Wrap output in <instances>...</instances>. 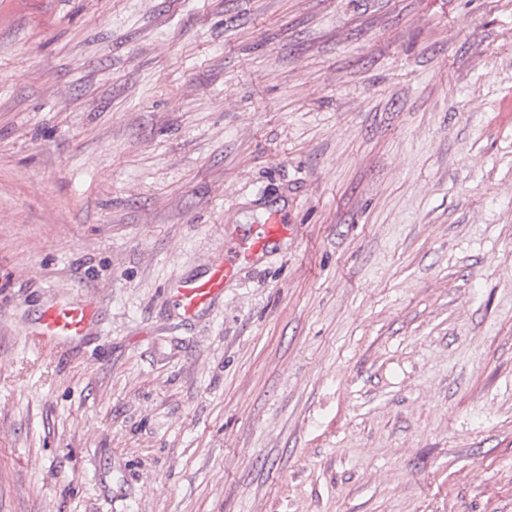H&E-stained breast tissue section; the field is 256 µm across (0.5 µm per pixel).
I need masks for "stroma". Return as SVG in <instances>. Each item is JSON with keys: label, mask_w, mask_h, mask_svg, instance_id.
I'll return each instance as SVG.
<instances>
[{"label": "stroma", "mask_w": 512, "mask_h": 512, "mask_svg": "<svg viewBox=\"0 0 512 512\" xmlns=\"http://www.w3.org/2000/svg\"><path fill=\"white\" fill-rule=\"evenodd\" d=\"M0 512H512V0H0ZM288 224L280 214H269L251 234L240 241H225L224 256L211 264L204 275L180 281L171 290V299L183 316L191 319L224 295V285L242 266L251 264L288 237ZM98 304L57 303L44 308L27 331V338L41 348H57L81 340L97 317Z\"/></svg>", "instance_id": "obj_1"}]
</instances>
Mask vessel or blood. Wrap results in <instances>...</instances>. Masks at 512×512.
I'll use <instances>...</instances> for the list:
<instances>
[{
    "mask_svg": "<svg viewBox=\"0 0 512 512\" xmlns=\"http://www.w3.org/2000/svg\"><path fill=\"white\" fill-rule=\"evenodd\" d=\"M288 235V224L279 214L269 215L242 240L224 244V255L211 264L204 275L176 284L171 298L186 318H194L224 294V285L242 266L266 254ZM98 313V304L57 303L44 308L27 331L28 339L42 348H57L86 336Z\"/></svg>",
    "mask_w": 512,
    "mask_h": 512,
    "instance_id": "vessel-or-blood-1",
    "label": "vessel or blood"
}]
</instances>
